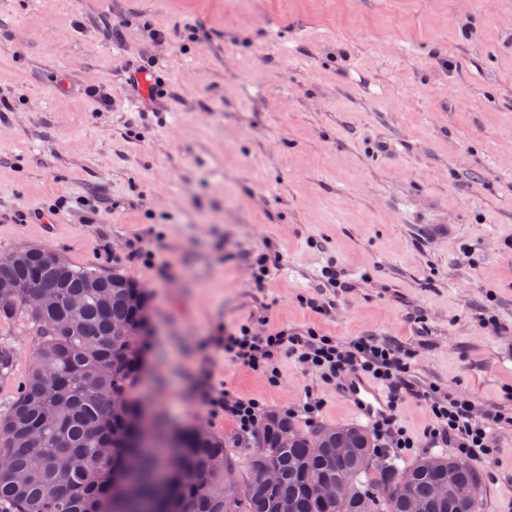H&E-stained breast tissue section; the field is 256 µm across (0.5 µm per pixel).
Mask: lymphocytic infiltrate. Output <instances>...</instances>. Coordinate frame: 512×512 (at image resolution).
<instances>
[{
  "instance_id": "obj_1",
  "label": "lymphocytic infiltrate",
  "mask_w": 512,
  "mask_h": 512,
  "mask_svg": "<svg viewBox=\"0 0 512 512\" xmlns=\"http://www.w3.org/2000/svg\"><path fill=\"white\" fill-rule=\"evenodd\" d=\"M224 352L234 361L272 377L277 374V358L284 354L320 372L328 384L336 383L351 370L370 375L386 385L391 403L411 398L428 403L435 423L427 430V437L454 448L463 459H491L495 432L512 427V415L496 408H478L473 400L424 383L414 374L402 345L371 336L340 342L312 329L255 336L244 325L236 334L225 337ZM210 403L235 421L238 437L244 442L253 436L264 415L259 400L245 399L226 389L212 395Z\"/></svg>"
}]
</instances>
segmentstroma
Masks as SVG:
<instances>
[{"label":"stroma","instance_id":"1","mask_svg":"<svg viewBox=\"0 0 512 512\" xmlns=\"http://www.w3.org/2000/svg\"><path fill=\"white\" fill-rule=\"evenodd\" d=\"M30 243L144 287L138 396L239 474L254 447L211 389L354 422L295 358L273 384L225 359L242 324L395 339L512 411V0H0V253ZM399 413V466L448 454L425 402ZM478 476L481 512H512V430Z\"/></svg>","mask_w":512,"mask_h":512}]
</instances>
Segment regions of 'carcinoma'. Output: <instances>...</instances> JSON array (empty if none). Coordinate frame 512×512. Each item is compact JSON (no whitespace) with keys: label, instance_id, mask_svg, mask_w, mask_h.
Returning a JSON list of instances; mask_svg holds the SVG:
<instances>
[{"label":"carcinoma","instance_id":"carcinoma-1","mask_svg":"<svg viewBox=\"0 0 512 512\" xmlns=\"http://www.w3.org/2000/svg\"><path fill=\"white\" fill-rule=\"evenodd\" d=\"M14 253L3 266L13 287L0 288V331L28 327L37 358L0 413V512H408L410 499L422 512H458L468 496L480 502L477 467L468 461L428 457L373 472L371 439L358 426L341 430L355 448L338 468L335 430L304 434L292 419L271 415L242 481L224 440L210 432H182L180 447L170 449L159 424L152 446H133L141 352L127 348L124 330L144 325L146 300L117 270ZM31 292L55 295L54 305L32 315ZM72 297L82 301L77 312ZM16 370L11 347L0 344V378ZM269 464L281 472L272 487L259 480ZM342 477L355 481V496L336 503L314 494ZM227 482L240 489L230 502ZM439 484L448 485L441 499Z\"/></svg>","mask_w":512,"mask_h":512}]
</instances>
